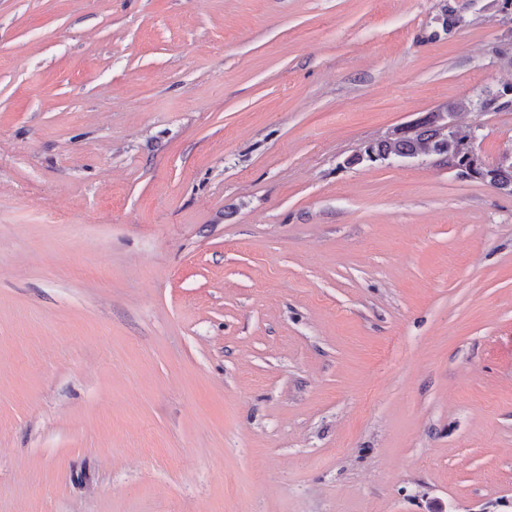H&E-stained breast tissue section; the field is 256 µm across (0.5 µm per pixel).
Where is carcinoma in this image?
<instances>
[{
	"label": "carcinoma",
	"instance_id": "obj_1",
	"mask_svg": "<svg viewBox=\"0 0 512 512\" xmlns=\"http://www.w3.org/2000/svg\"><path fill=\"white\" fill-rule=\"evenodd\" d=\"M441 27L451 32L464 22L459 11L450 6L444 9L440 18ZM512 112V98L500 100L497 92L487 91L477 100H460L448 104L443 118L442 108L426 113L414 123L396 129V132L383 139L372 142L369 150L378 159L386 157L416 158L430 151L436 155H460L462 130L452 123L450 115L459 112ZM478 180L483 181L500 193L512 196V155L505 152L495 162H482Z\"/></svg>",
	"mask_w": 512,
	"mask_h": 512
}]
</instances>
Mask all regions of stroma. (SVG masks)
Listing matches in <instances>:
<instances>
[{
    "mask_svg": "<svg viewBox=\"0 0 512 512\" xmlns=\"http://www.w3.org/2000/svg\"><path fill=\"white\" fill-rule=\"evenodd\" d=\"M500 50L491 0H0V512H512V196L353 161Z\"/></svg>",
    "mask_w": 512,
    "mask_h": 512,
    "instance_id": "obj_1",
    "label": "stroma"
}]
</instances>
